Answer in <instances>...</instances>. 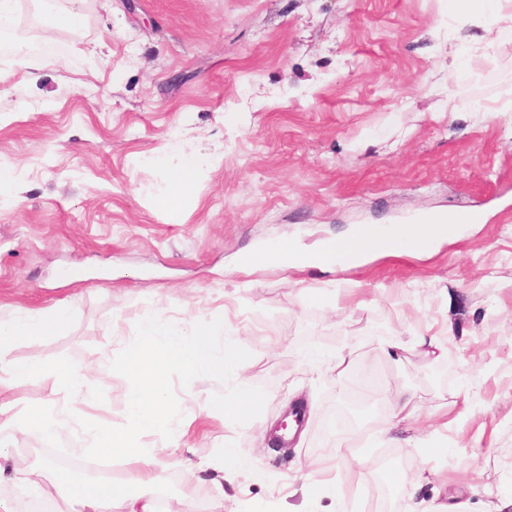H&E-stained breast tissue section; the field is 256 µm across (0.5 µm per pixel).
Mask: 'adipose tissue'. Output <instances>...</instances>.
I'll return each mask as SVG.
<instances>
[{
	"label": "adipose tissue",
	"instance_id": "1",
	"mask_svg": "<svg viewBox=\"0 0 512 512\" xmlns=\"http://www.w3.org/2000/svg\"><path fill=\"white\" fill-rule=\"evenodd\" d=\"M160 162L169 169L173 184L170 195L160 201L165 207L178 202L183 193L195 186L204 163L192 157L170 156L161 157ZM456 228V223L451 221L397 224L387 229L377 224L364 225L331 239L319 252L318 264L345 270L356 266L368 254L399 256L428 248L452 235ZM69 324L70 314L64 309L51 311L44 317L24 316L0 324V389L16 379L42 376L52 379L69 399L80 397L86 381L83 369L58 361L19 362L9 356L17 340L60 334L68 330ZM223 333L224 326L220 323H197L185 329L164 318L162 311H155L142 325L138 343L126 351L119 367L127 383L123 391L125 427H113L92 415L74 417L68 402L51 412L38 405L30 406L22 415L0 422V483L19 481L34 491L43 489L42 470L20 473L9 465L10 442L19 435L44 446L67 435L77 437L81 442L80 452L122 457L131 466L129 482L142 481L156 464L168 457L166 449L141 447L139 439L170 431L172 403L168 374L174 369L180 370L189 383L203 376L236 379L234 394L213 399L209 411L223 418L246 413L255 401V394L246 382L236 378L239 359L235 343L217 346L216 338ZM56 479L66 487L71 499L83 505L84 512H111L116 502L120 503L122 512H156L154 500L126 494L109 480L76 482L63 471L57 472Z\"/></svg>",
	"mask_w": 512,
	"mask_h": 512
}]
</instances>
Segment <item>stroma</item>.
Masks as SVG:
<instances>
[{"mask_svg":"<svg viewBox=\"0 0 512 512\" xmlns=\"http://www.w3.org/2000/svg\"><path fill=\"white\" fill-rule=\"evenodd\" d=\"M73 8L77 29L60 21ZM452 42L465 50L453 78ZM18 44L42 59L39 80ZM165 152L207 161L173 211L156 205L171 190L155 162ZM0 162L15 175L0 199V323L68 308L65 333L11 356L83 368L77 412L125 426V382L101 365L122 362L155 307L184 327L226 321L254 405L207 416L232 380L188 386L174 370V412L190 426L143 441L197 464L235 449L223 512H496L512 497V41H489L481 12L448 0H14L0 22ZM461 210L482 223L431 252L338 273L240 265L284 240L314 252L343 229ZM378 326L405 342L441 335L459 357L393 362ZM348 348L357 364L336 377L322 357ZM366 372L382 383L354 398ZM404 385L418 412L397 427L390 393ZM65 400L52 380L23 378L0 410ZM296 402L298 440L265 445ZM338 414L359 436L397 440L357 459L335 451ZM438 442L446 454L429 455ZM12 446L17 466L55 458L76 480L91 463L24 436ZM320 458L315 495L299 466ZM127 491L159 494L162 512H205L213 474L168 462Z\"/></svg>","mask_w":512,"mask_h":512,"instance_id":"1","label":"stroma"}]
</instances>
